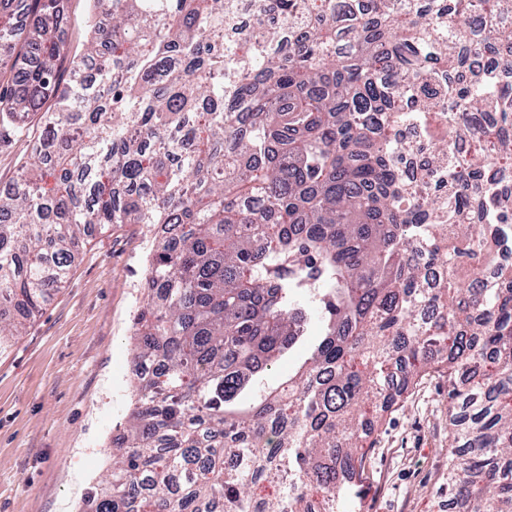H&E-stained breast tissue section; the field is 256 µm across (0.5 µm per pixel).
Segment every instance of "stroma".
Here are the masks:
<instances>
[{
	"instance_id": "stroma-1",
	"label": "stroma",
	"mask_w": 512,
	"mask_h": 512,
	"mask_svg": "<svg viewBox=\"0 0 512 512\" xmlns=\"http://www.w3.org/2000/svg\"><path fill=\"white\" fill-rule=\"evenodd\" d=\"M89 0H68V56L84 53ZM39 116L0 130V187L20 178ZM156 230L115 224L81 237L64 284L0 355V512H80L109 479L112 433L132 406L134 317ZM448 373L432 372L385 413L339 512H442L448 498Z\"/></svg>"
}]
</instances>
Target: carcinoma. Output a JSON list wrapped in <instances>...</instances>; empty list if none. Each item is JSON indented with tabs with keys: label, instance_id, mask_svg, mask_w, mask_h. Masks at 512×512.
<instances>
[{
	"label": "carcinoma",
	"instance_id": "carcinoma-1",
	"mask_svg": "<svg viewBox=\"0 0 512 512\" xmlns=\"http://www.w3.org/2000/svg\"><path fill=\"white\" fill-rule=\"evenodd\" d=\"M91 8L62 70L66 0H0V41L31 21L0 61V124L43 112L0 193V352L81 237L178 226L135 317L147 377L82 512H336L366 408L442 366L448 506L512 512V263L481 248L512 244V0ZM314 316L300 370L237 408Z\"/></svg>",
	"mask_w": 512,
	"mask_h": 512
}]
</instances>
